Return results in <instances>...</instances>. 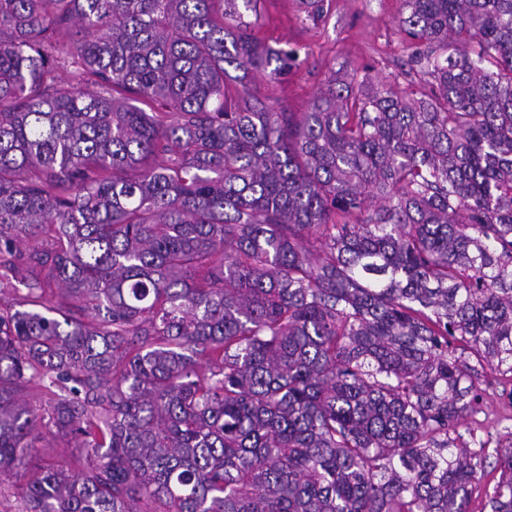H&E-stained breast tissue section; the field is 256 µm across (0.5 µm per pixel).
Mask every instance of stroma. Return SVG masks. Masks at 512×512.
Instances as JSON below:
<instances>
[{"instance_id": "35a3bbf8", "label": "stroma", "mask_w": 512, "mask_h": 512, "mask_svg": "<svg viewBox=\"0 0 512 512\" xmlns=\"http://www.w3.org/2000/svg\"><path fill=\"white\" fill-rule=\"evenodd\" d=\"M253 32L272 48L294 52L286 75L254 76L252 88L273 111H308L334 71L349 74L353 83H388L410 99L428 92L432 78L413 65L409 41L401 28L402 0H325L324 15L309 18L301 0H261ZM512 382L500 379L483 396L481 409L464 419L475 442L485 443V472L477 481L472 508L480 512L486 491L499 477L495 469L496 442L512 432ZM78 449L61 439L37 442L28 469L14 472L9 484L25 485L39 467L50 464L78 469Z\"/></svg>"}]
</instances>
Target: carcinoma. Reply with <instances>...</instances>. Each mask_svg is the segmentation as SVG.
<instances>
[{
  "mask_svg": "<svg viewBox=\"0 0 512 512\" xmlns=\"http://www.w3.org/2000/svg\"><path fill=\"white\" fill-rule=\"evenodd\" d=\"M257 2L0 0V477L43 429L86 459L0 480L22 512H470L459 428L512 377V0H403L429 92L307 112L248 86L288 70Z\"/></svg>",
  "mask_w": 512,
  "mask_h": 512,
  "instance_id": "cac0c4a2",
  "label": "carcinoma"
}]
</instances>
